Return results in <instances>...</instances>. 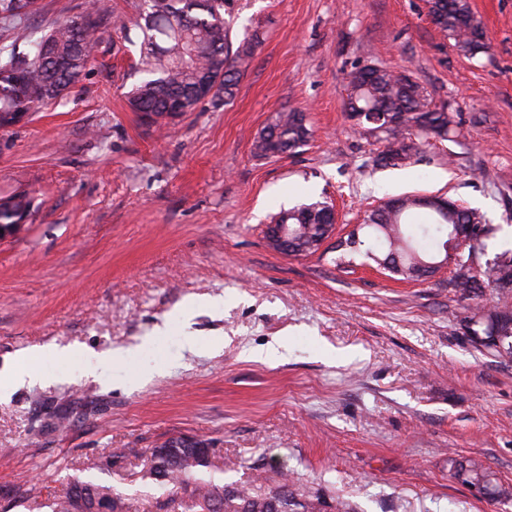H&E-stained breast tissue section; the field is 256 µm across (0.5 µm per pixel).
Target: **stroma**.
Masks as SVG:
<instances>
[{
  "mask_svg": "<svg viewBox=\"0 0 512 512\" xmlns=\"http://www.w3.org/2000/svg\"><path fill=\"white\" fill-rule=\"evenodd\" d=\"M490 48L442 41L426 0H235L231 39L257 37L232 102L151 124L124 94L138 45L114 22L139 0H38L22 28L90 13L103 33L61 99L0 130V196L36 207L0 242V371L38 350V379L0 386V512H47L72 481L159 512L151 452L207 442L210 473L301 492L351 512H512V363L474 344L468 300L436 279L401 282L336 239L384 195H447L512 250V0H469ZM411 74L464 125L405 168L345 111L346 75ZM313 130L260 158L277 113ZM326 198L336 238L287 256L265 238L280 209ZM116 358H109V351ZM477 458L501 495L452 475Z\"/></svg>",
  "mask_w": 512,
  "mask_h": 512,
  "instance_id": "obj_1",
  "label": "stroma"
}]
</instances>
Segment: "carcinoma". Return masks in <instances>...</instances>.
I'll return each mask as SVG.
<instances>
[{
    "mask_svg": "<svg viewBox=\"0 0 512 512\" xmlns=\"http://www.w3.org/2000/svg\"><path fill=\"white\" fill-rule=\"evenodd\" d=\"M234 0H143L135 27L141 33V78L127 93L129 107L143 115L171 117V102H182L191 112L205 97L203 86L214 81L217 90L210 101L233 99L238 79L253 57L255 41L232 47L230 20ZM433 25L453 40L457 49L475 56L488 49L484 28L472 13L469 0H430ZM28 17L17 0H0V27L13 28ZM100 37L88 14L71 16L21 49L16 44L0 46V128L8 129L15 112H35L63 97L83 76L93 45ZM347 116L370 133L378 135L383 149L377 163L402 168L433 138L447 140L460 135L461 123L445 107L429 101L424 88L411 75L384 66H355L347 75ZM312 135L305 116L297 110L281 112L259 132L254 153L262 158L279 157L305 145ZM420 197H403L400 206L383 202L360 229L371 240L368 253L377 266L401 281L417 282L442 271L439 256L450 251L453 264L446 279L452 291L466 299L479 298L484 289L497 295L493 307L471 308L467 330L471 336L497 335L490 347L499 358L512 362V250L497 254L483 269L475 262L496 228L478 209L456 204L452 210L420 205ZM33 208L26 190L0 198V223L11 224ZM330 205L310 201L283 209L271 217L273 224L288 225L296 245L305 255L317 252L313 243L322 236ZM467 226L471 235L464 244L450 245L457 226ZM209 455L192 452L165 460L151 456L149 478L164 469L163 484L172 487L164 502L177 512H321L319 498L299 496L284 482L265 490L224 485L205 477ZM454 475L464 483L483 482L498 492L494 475L481 462L469 459L453 463ZM106 501L110 512H128L124 499L107 486L77 481L54 500L51 512H97Z\"/></svg>",
    "mask_w": 512,
    "mask_h": 512,
    "instance_id": "1",
    "label": "carcinoma"
}]
</instances>
